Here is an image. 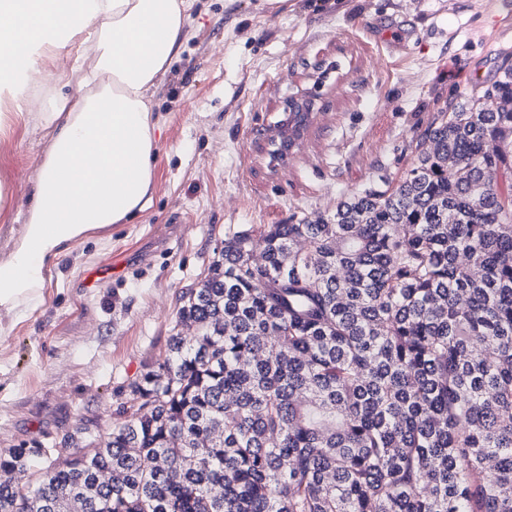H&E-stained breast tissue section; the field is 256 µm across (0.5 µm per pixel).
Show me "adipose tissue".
<instances>
[{"label": "adipose tissue", "mask_w": 512, "mask_h": 512, "mask_svg": "<svg viewBox=\"0 0 512 512\" xmlns=\"http://www.w3.org/2000/svg\"><path fill=\"white\" fill-rule=\"evenodd\" d=\"M185 0H0V102L22 104L31 74L78 44L74 91L22 121L49 144L26 222L0 258V334L45 300L46 275L75 242L151 205L156 173L151 91L185 36Z\"/></svg>", "instance_id": "ef3b65f1"}]
</instances>
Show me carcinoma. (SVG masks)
<instances>
[{
  "label": "carcinoma",
  "mask_w": 512,
  "mask_h": 512,
  "mask_svg": "<svg viewBox=\"0 0 512 512\" xmlns=\"http://www.w3.org/2000/svg\"><path fill=\"white\" fill-rule=\"evenodd\" d=\"M423 138L225 233L124 419L0 456V512H512V68Z\"/></svg>",
  "instance_id": "cac0c4a2"
}]
</instances>
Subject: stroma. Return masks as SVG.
I'll return each instance as SVG.
<instances>
[{
  "label": "stroma",
  "mask_w": 512,
  "mask_h": 512,
  "mask_svg": "<svg viewBox=\"0 0 512 512\" xmlns=\"http://www.w3.org/2000/svg\"><path fill=\"white\" fill-rule=\"evenodd\" d=\"M512 64V0H191L185 37L152 93L162 126L150 207L77 243L46 278L45 304L0 335V450L104 438L132 383L162 361L179 297L228 228L332 211L400 176L437 112ZM314 109L286 162L266 149L289 95ZM47 146L0 132V258L21 228ZM111 280L86 288V270Z\"/></svg>",
  "instance_id": "obj_1"
}]
</instances>
